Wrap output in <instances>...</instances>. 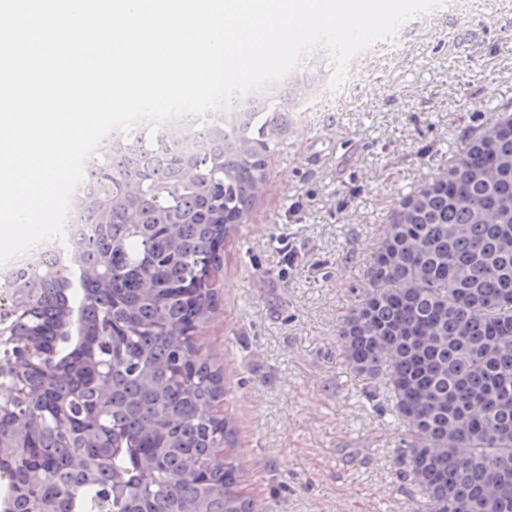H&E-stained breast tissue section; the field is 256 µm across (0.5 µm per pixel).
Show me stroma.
I'll list each match as a JSON object with an SVG mask.
<instances>
[{
	"mask_svg": "<svg viewBox=\"0 0 512 512\" xmlns=\"http://www.w3.org/2000/svg\"><path fill=\"white\" fill-rule=\"evenodd\" d=\"M302 110L224 245L221 298L198 342L231 386L243 494L272 512H412L400 430L345 365L338 331L386 213L446 169L470 130L512 112V0H444Z\"/></svg>",
	"mask_w": 512,
	"mask_h": 512,
	"instance_id": "35a3bbf8",
	"label": "stroma"
}]
</instances>
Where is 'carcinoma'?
<instances>
[{"label":"carcinoma","mask_w":512,"mask_h":512,"mask_svg":"<svg viewBox=\"0 0 512 512\" xmlns=\"http://www.w3.org/2000/svg\"><path fill=\"white\" fill-rule=\"evenodd\" d=\"M322 76L224 131L173 139L141 126L86 164L81 293L45 280L29 320L40 354L0 339V512H268L238 491L224 367L195 337L217 299L206 272L269 178L266 157ZM339 336L345 362L382 393L401 431L399 474L417 512H512V112L470 131L448 169L388 215ZM0 281V330L17 289Z\"/></svg>","instance_id":"carcinoma-1"}]
</instances>
